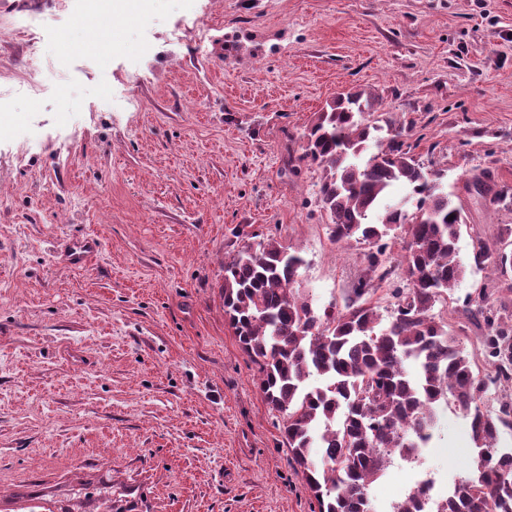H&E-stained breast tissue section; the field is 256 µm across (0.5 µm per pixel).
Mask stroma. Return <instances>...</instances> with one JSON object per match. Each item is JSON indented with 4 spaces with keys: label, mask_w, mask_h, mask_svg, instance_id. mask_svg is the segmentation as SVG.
Segmentation results:
<instances>
[{
    "label": "stroma",
    "mask_w": 512,
    "mask_h": 512,
    "mask_svg": "<svg viewBox=\"0 0 512 512\" xmlns=\"http://www.w3.org/2000/svg\"><path fill=\"white\" fill-rule=\"evenodd\" d=\"M83 10L0 0V512L102 477L127 512H315L224 316V263L257 233L303 257L316 307L352 295L367 251L331 241L321 170L284 156L353 88L463 208L454 297L492 288L473 252L512 206L466 179L512 189V0H146L92 33ZM77 232L101 250L72 269L57 244ZM448 416L421 456L443 494L468 472ZM411 478L394 458L377 512Z\"/></svg>",
    "instance_id": "obj_1"
}]
</instances>
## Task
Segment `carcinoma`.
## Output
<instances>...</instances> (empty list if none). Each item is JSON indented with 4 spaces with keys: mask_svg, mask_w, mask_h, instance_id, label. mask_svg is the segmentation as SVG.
I'll list each match as a JSON object with an SVG mask.
<instances>
[{
    "mask_svg": "<svg viewBox=\"0 0 512 512\" xmlns=\"http://www.w3.org/2000/svg\"><path fill=\"white\" fill-rule=\"evenodd\" d=\"M374 100L366 90L339 94L313 115L299 149L287 147L286 162L293 175L303 163L321 169L318 203L331 240L367 246V277L342 307L317 310L297 288L299 253L248 239L224 263V314L258 368L266 403L282 416L288 455L318 512H372L371 485L393 455L428 447L443 402L470 418L475 448L444 512H512V448L490 458L512 433V316L492 299L512 293V247L478 245L474 266L497 273L499 286L453 308L460 330H481L477 358L434 313L465 274L456 248L462 207L415 157L410 129L374 115ZM467 183L491 204H507L508 190L494 189L489 174ZM397 242L407 279L391 289L385 317L372 298L392 280ZM494 389L497 409L488 406ZM90 501L77 492L61 512H119L110 483L91 511Z\"/></svg>",
    "mask_w": 512,
    "mask_h": 512,
    "instance_id": "1",
    "label": "carcinoma"
}]
</instances>
